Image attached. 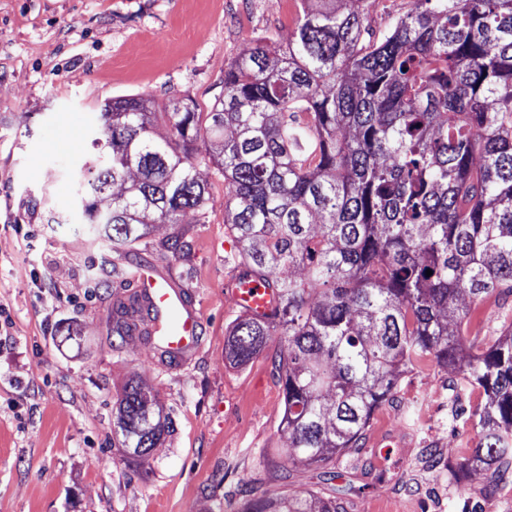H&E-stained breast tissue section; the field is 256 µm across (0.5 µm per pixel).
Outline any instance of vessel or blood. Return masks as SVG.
I'll return each mask as SVG.
<instances>
[{
  "label": "vessel or blood",
  "mask_w": 512,
  "mask_h": 512,
  "mask_svg": "<svg viewBox=\"0 0 512 512\" xmlns=\"http://www.w3.org/2000/svg\"><path fill=\"white\" fill-rule=\"evenodd\" d=\"M134 286L150 312L146 331L159 337L174 359H181L197 346L201 318L185 289L150 264L139 266ZM224 297L232 308L253 316L270 317L280 307L278 289L242 269L226 279Z\"/></svg>",
  "instance_id": "b4317fda"
}]
</instances>
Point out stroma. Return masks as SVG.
Here are the masks:
<instances>
[{
    "instance_id": "1",
    "label": "stroma",
    "mask_w": 512,
    "mask_h": 512,
    "mask_svg": "<svg viewBox=\"0 0 512 512\" xmlns=\"http://www.w3.org/2000/svg\"><path fill=\"white\" fill-rule=\"evenodd\" d=\"M412 0H357L371 38ZM301 0H0V512H239L248 494L325 496L346 487L352 512H512V475L457 486L449 469L475 446L472 421L452 419L454 397L477 406L460 375L424 360L380 406L356 450L321 469L267 459L285 447L275 363L282 344L242 366L225 357L239 312L224 280L238 243L224 222V179L199 155L208 190L181 226L154 225L131 258L174 277L203 319L201 344L179 368L152 342L112 333V303L134 293L112 275L111 242L84 222L73 174L94 156V107L129 94L208 109L224 70L257 40L287 35ZM76 141H59L62 131ZM182 235L183 255L169 239ZM512 325V294L467 320L468 336ZM158 395L174 430L147 460L115 430L128 383ZM389 447H379L381 439Z\"/></svg>"
}]
</instances>
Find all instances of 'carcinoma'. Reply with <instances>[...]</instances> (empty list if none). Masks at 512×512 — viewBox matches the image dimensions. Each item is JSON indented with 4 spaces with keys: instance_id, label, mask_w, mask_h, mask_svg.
Returning a JSON list of instances; mask_svg holds the SVG:
<instances>
[{
    "instance_id": "cac0c4a2",
    "label": "carcinoma",
    "mask_w": 512,
    "mask_h": 512,
    "mask_svg": "<svg viewBox=\"0 0 512 512\" xmlns=\"http://www.w3.org/2000/svg\"><path fill=\"white\" fill-rule=\"evenodd\" d=\"M287 37L248 45L203 112L125 95L97 105L96 158L81 167L87 223L116 253L151 224L201 209L198 144H221L224 212L242 266L281 294L271 319L242 315L227 354L245 364L274 336L288 445L278 458L325 465L356 448L374 411L432 357L485 396L451 415L476 444L453 472L512 470V328L462 329L469 310L512 293V0H416L378 41L344 0H315ZM164 120L172 135L153 136ZM112 211L97 208L111 187ZM432 275H426V270ZM117 334L142 325L115 303ZM153 391L119 400L123 445L144 460L173 431ZM239 512H347L336 497H259Z\"/></svg>"
}]
</instances>
